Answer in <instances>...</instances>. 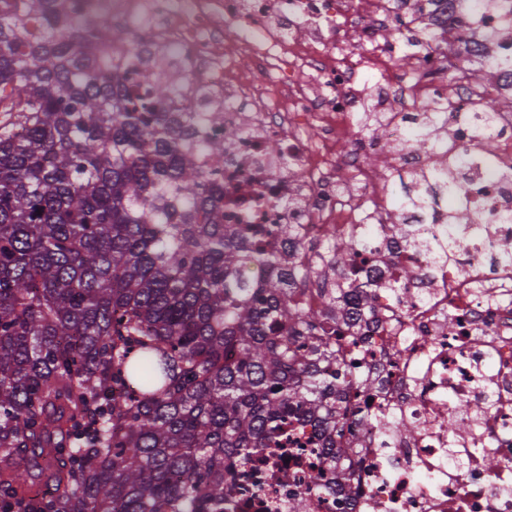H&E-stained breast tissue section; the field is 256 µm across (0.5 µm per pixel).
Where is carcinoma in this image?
Returning a JSON list of instances; mask_svg holds the SVG:
<instances>
[{"label": "carcinoma", "instance_id": "carcinoma-1", "mask_svg": "<svg viewBox=\"0 0 512 512\" xmlns=\"http://www.w3.org/2000/svg\"><path fill=\"white\" fill-rule=\"evenodd\" d=\"M133 31L79 0H0V512H224L228 478L293 419L330 464L349 381L326 338L370 241L288 266L224 223L222 119L167 113L182 92L103 49ZM415 148L432 150L426 113ZM206 156L210 170L203 169ZM457 157L394 213L430 212ZM437 263L452 238L404 229ZM271 270L256 276L250 268ZM315 285L320 305L293 289ZM314 490L352 492L344 474Z\"/></svg>", "mask_w": 512, "mask_h": 512}]
</instances>
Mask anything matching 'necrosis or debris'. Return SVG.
I'll return each mask as SVG.
<instances>
[{
  "instance_id": "1",
  "label": "necrosis or debris",
  "mask_w": 512,
  "mask_h": 512,
  "mask_svg": "<svg viewBox=\"0 0 512 512\" xmlns=\"http://www.w3.org/2000/svg\"><path fill=\"white\" fill-rule=\"evenodd\" d=\"M111 2L113 19L160 44L155 69L194 91L169 100L167 110L222 112L223 128L208 131L224 133L225 223L294 225L289 241H266L287 249L292 264L321 252L332 235L387 221L383 189L364 163L379 141L355 121L362 68L380 72L382 101L407 93L448 127L446 142L424 153L412 148L401 113H392L391 168L426 169L449 152L464 159L455 181L469 224L460 240L465 260L432 280H408L407 294L392 298L386 281L423 270L428 256L403 252L388 232L373 239L365 267L375 288L343 304L362 355L340 359L357 370L349 404L370 401L404 432L372 422L337 433L348 450L338 463L353 485L347 500L312 488L322 449H260L244 470L262 495L236 490L224 512H512V266L499 261L512 252V223L503 219L512 214V113L497 116L491 165L479 137L485 100L512 99V0ZM397 13L426 48L406 70L386 51ZM354 42L362 55L350 52ZM245 60L255 74L249 83L238 77ZM460 63L494 78L477 86L460 75L450 100L434 79ZM271 138L278 152L266 150Z\"/></svg>"
}]
</instances>
